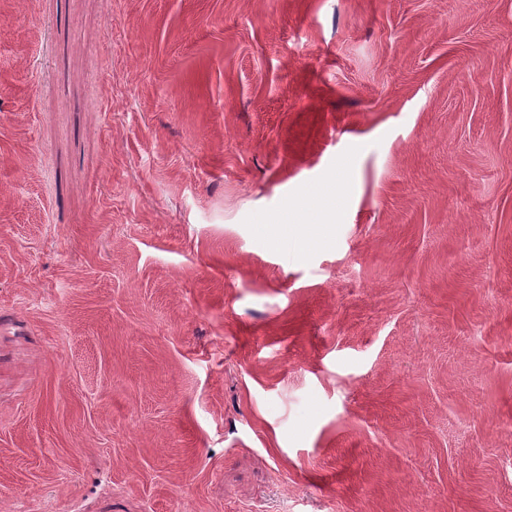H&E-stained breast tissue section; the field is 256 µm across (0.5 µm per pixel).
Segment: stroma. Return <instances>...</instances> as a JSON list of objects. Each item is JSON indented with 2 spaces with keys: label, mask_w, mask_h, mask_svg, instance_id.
Here are the masks:
<instances>
[{
  "label": "stroma",
  "mask_w": 512,
  "mask_h": 512,
  "mask_svg": "<svg viewBox=\"0 0 512 512\" xmlns=\"http://www.w3.org/2000/svg\"><path fill=\"white\" fill-rule=\"evenodd\" d=\"M0 512H512V0H0Z\"/></svg>",
  "instance_id": "35a3bbf8"
}]
</instances>
